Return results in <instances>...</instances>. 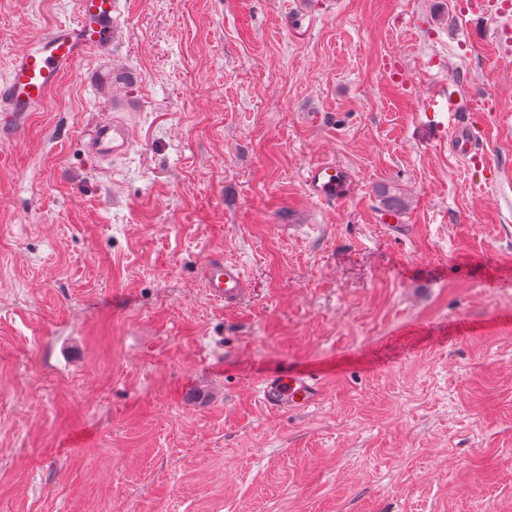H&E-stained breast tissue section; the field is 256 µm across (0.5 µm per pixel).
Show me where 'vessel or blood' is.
<instances>
[{"instance_id":"1","label":"vessel or blood","mask_w":512,"mask_h":512,"mask_svg":"<svg viewBox=\"0 0 512 512\" xmlns=\"http://www.w3.org/2000/svg\"><path fill=\"white\" fill-rule=\"evenodd\" d=\"M113 0H77L76 17L66 25L37 36L16 55L8 75L0 80V127L24 130L32 113L44 110L58 78L76 63L92 55L111 53L115 38ZM95 153L102 159L125 155L132 141L123 125L97 126ZM305 181L318 198L343 197L351 181L335 167L317 165L307 170ZM203 286L209 295L224 303H238L251 292L243 268L222 257L209 258L203 268ZM317 388L310 377L283 373L263 382L265 404L281 409L305 408L316 399Z\"/></svg>"}]
</instances>
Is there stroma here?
<instances>
[{"label":"stroma","instance_id":"35a3bbf8","mask_svg":"<svg viewBox=\"0 0 512 512\" xmlns=\"http://www.w3.org/2000/svg\"><path fill=\"white\" fill-rule=\"evenodd\" d=\"M74 0H0V79ZM0 138V512H512V12L116 0ZM477 116L494 179L426 102ZM132 148L89 143L115 103ZM350 174L340 200L304 174ZM405 207L383 220L380 189ZM214 253L252 291L213 300ZM318 401H262L274 373ZM441 98L443 100H445V107H446V112H443L444 114L447 115V124H443L444 127H448L450 126L452 123H455V119L454 121L452 119V117L458 115L459 113V106H458V102L455 98L451 97V96H448V93L444 90H441L439 91L438 93H436L435 95H433V97L430 99V105L431 106H437L439 105V101L437 100V98ZM466 121H463V122H460V121H457L455 123V125L453 126L452 128V131H451V137L455 138V137H458V134L460 133L462 127H463V124L465 123Z\"/></svg>","mask_w":512,"mask_h":512}]
</instances>
